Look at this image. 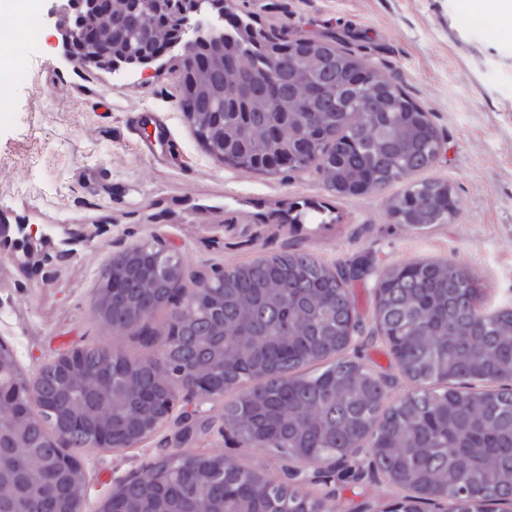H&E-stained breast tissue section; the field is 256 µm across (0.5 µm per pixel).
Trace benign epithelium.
I'll use <instances>...</instances> for the list:
<instances>
[{"label":"benign epithelium","mask_w":512,"mask_h":512,"mask_svg":"<svg viewBox=\"0 0 512 512\" xmlns=\"http://www.w3.org/2000/svg\"><path fill=\"white\" fill-rule=\"evenodd\" d=\"M50 7H38L39 14L53 22L70 60L90 63L114 75L146 70L159 56H131L123 49L127 29L113 25L105 43L94 41L88 22L112 13V0H48ZM141 25L165 11L164 0H133ZM230 0H189L182 12L180 39L191 46L224 43V31L217 22L231 12ZM376 190L367 175L346 185L343 194L359 197ZM49 238L35 224H0V266L23 250L30 255V240ZM193 266L183 256L171 253L163 244L131 243L113 252L94 289L93 314L98 323L112 328L116 317L128 323L143 319L146 311L178 302L182 315L172 320L157 349L138 359H129L108 346L100 347L99 365L86 367L82 347L59 351L49 360L28 370L14 349L0 338V512H85L87 472L79 452L98 448H137L171 425H189L206 413L205 422L218 426L220 434L240 438L237 426L216 421L213 410L224 402L229 373L237 370L238 354L224 348V271L198 272L191 288L184 287ZM209 311L205 343L207 357H183L193 345L194 305ZM238 418L249 424V442L254 448L269 439L271 428L256 424L266 402L251 393L238 391ZM21 448H56V466L49 479L33 477ZM172 456L182 461L186 482L202 478L224 480V471L234 461L219 450L208 454L180 449ZM147 465L131 478L115 482L96 512H195L177 510L172 500L147 478ZM332 469L312 468V473L288 467L286 476L301 485L312 482ZM255 493L240 497L237 512H264L265 473L254 475ZM139 483L145 492L138 498L126 495L125 487Z\"/></svg>","instance_id":"benign-epithelium-1"}]
</instances>
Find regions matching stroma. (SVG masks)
Instances as JSON below:
<instances>
[{
	"mask_svg": "<svg viewBox=\"0 0 512 512\" xmlns=\"http://www.w3.org/2000/svg\"><path fill=\"white\" fill-rule=\"evenodd\" d=\"M239 10L289 35L340 36L367 64L391 73L429 112L442 140L425 177L452 182L460 209L450 223L412 230L391 215L400 185L360 197L329 193L315 174L242 172L210 157L178 101L179 52L130 79L76 66L55 31L43 27L0 77V217L11 224H79L97 248L58 257L34 244L25 267L0 268V337L24 367L73 345L105 344L137 358L136 329H103L93 291L110 254L163 240L198 268L232 267L259 254L310 252L328 265L367 262L352 282L358 314L372 321L373 275L420 259L476 270L489 308H512V19L480 22L471 0H236ZM312 202L337 220L279 223ZM356 354L389 383L391 398L412 390L382 339L359 338ZM174 428L140 447L95 449L80 459L88 475L86 512L114 481L176 447ZM282 477L277 454L227 445L217 429L189 442ZM356 483L332 487L363 512H382L397 491L360 458Z\"/></svg>",
	"mask_w": 512,
	"mask_h": 512,
	"instance_id": "35a3bbf8",
	"label": "stroma"
}]
</instances>
